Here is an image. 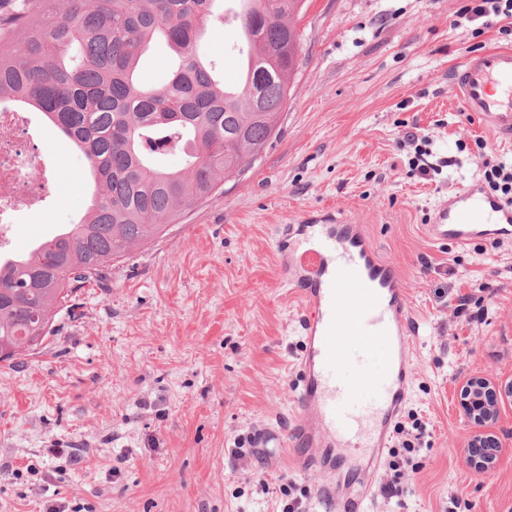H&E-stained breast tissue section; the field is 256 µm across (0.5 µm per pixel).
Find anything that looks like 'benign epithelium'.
<instances>
[{
  "mask_svg": "<svg viewBox=\"0 0 512 512\" xmlns=\"http://www.w3.org/2000/svg\"><path fill=\"white\" fill-rule=\"evenodd\" d=\"M500 397L512 400V380L503 383L493 377L472 376L461 389L464 414L474 426L469 444L481 447L483 452L482 456L471 460L478 469L491 465L501 450L500 442L490 432L499 411Z\"/></svg>",
  "mask_w": 512,
  "mask_h": 512,
  "instance_id": "benign-epithelium-1",
  "label": "benign epithelium"
}]
</instances>
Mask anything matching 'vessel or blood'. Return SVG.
Returning <instances> with one entry per match:
<instances>
[{"instance_id":"obj_1","label":"vessel or blood","mask_w":512,"mask_h":512,"mask_svg":"<svg viewBox=\"0 0 512 512\" xmlns=\"http://www.w3.org/2000/svg\"><path fill=\"white\" fill-rule=\"evenodd\" d=\"M451 88L462 110L481 119L504 144H512V48L468 57L454 72ZM427 235L459 245L478 238L512 240V206L475 185L441 205ZM277 254L282 273L302 301L304 348L294 426L283 435L261 432L297 449L299 469H316V492L334 512H366V496H341L336 463L354 449L378 457L391 442L390 428L407 402L414 369L408 358L419 326L395 270L370 243L362 225L343 212L326 220L302 217L280 228ZM368 349L350 361L357 377L340 373L342 353L354 337ZM349 372V373H350Z\"/></svg>"}]
</instances>
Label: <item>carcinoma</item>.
I'll return each instance as SVG.
<instances>
[{
  "mask_svg": "<svg viewBox=\"0 0 512 512\" xmlns=\"http://www.w3.org/2000/svg\"><path fill=\"white\" fill-rule=\"evenodd\" d=\"M222 0H14L0 13V103L40 112L83 154L93 185L81 222L30 253L0 258V347L46 339L75 290L222 193L277 139L306 0H247L236 17L255 58L233 88L199 46ZM178 56L161 85L136 70L149 44ZM181 153L180 169L151 160Z\"/></svg>",
  "mask_w": 512,
  "mask_h": 512,
  "instance_id": "cac0c4a2",
  "label": "carcinoma"
}]
</instances>
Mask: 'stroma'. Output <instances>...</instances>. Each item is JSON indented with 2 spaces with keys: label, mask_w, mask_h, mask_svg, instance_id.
<instances>
[{
  "label": "stroma",
  "mask_w": 512,
  "mask_h": 512,
  "mask_svg": "<svg viewBox=\"0 0 512 512\" xmlns=\"http://www.w3.org/2000/svg\"><path fill=\"white\" fill-rule=\"evenodd\" d=\"M465 0H308L280 134L224 192L116 263L105 284L80 289L42 349L0 364V512H281L300 499L326 512L315 472L293 451L242 449L261 427L294 420L301 304L280 274L281 225L333 208L363 224L394 265L419 325L414 376L401 422L427 426L414 452L385 449L377 474L351 473L353 491L383 484L403 460L401 498L375 496L371 512H512V404L492 432L493 468L466 461L473 431L459 402L470 376L512 379V242L432 241L426 226L449 195L480 179L484 141L449 78L470 54L496 47L490 31L450 28ZM239 29L215 23L202 54L224 63ZM48 176L47 201L7 231L12 251L79 223L91 200L83 155L31 112ZM431 141L425 177L412 167L406 125ZM486 289L484 313L453 317L457 294ZM75 449L78 458L48 456Z\"/></svg>",
  "instance_id": "1"
}]
</instances>
